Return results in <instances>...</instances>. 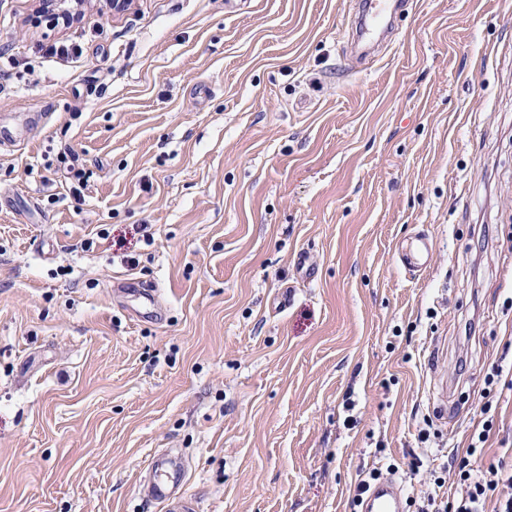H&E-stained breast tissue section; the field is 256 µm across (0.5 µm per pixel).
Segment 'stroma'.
I'll return each instance as SVG.
<instances>
[{
    "instance_id": "stroma-1",
    "label": "stroma",
    "mask_w": 512,
    "mask_h": 512,
    "mask_svg": "<svg viewBox=\"0 0 512 512\" xmlns=\"http://www.w3.org/2000/svg\"><path fill=\"white\" fill-rule=\"evenodd\" d=\"M37 8L0 0V512H159L164 450L195 512L512 467V0H406L365 69L351 0Z\"/></svg>"
}]
</instances>
